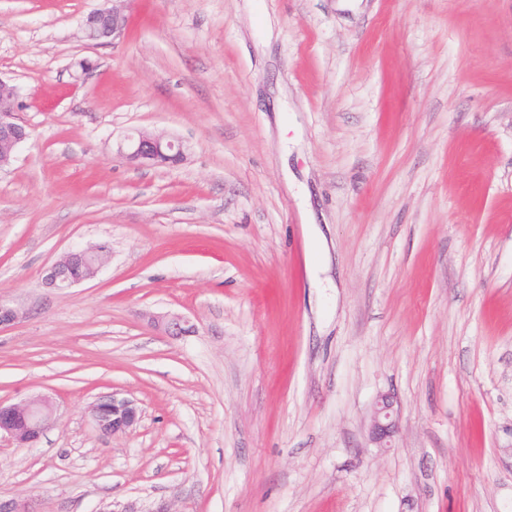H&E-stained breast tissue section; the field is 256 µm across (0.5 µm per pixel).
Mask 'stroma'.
<instances>
[{
  "label": "stroma",
  "instance_id": "35a3bbf8",
  "mask_svg": "<svg viewBox=\"0 0 512 512\" xmlns=\"http://www.w3.org/2000/svg\"><path fill=\"white\" fill-rule=\"evenodd\" d=\"M102 5L0 0L30 131L0 168V402L60 415L0 437V499L512 512V0H128L95 46ZM135 130L183 161L129 165ZM101 243L94 279L43 285ZM112 393L142 411L114 437ZM104 6L90 12L81 24L82 38L94 45H102L119 39L125 32L127 17L124 3L127 0H104ZM90 414L97 429L104 435L126 434L140 421L141 410L134 400L112 396L100 397L90 407ZM395 403L394 394L386 393L379 396L374 407L370 435L381 448L390 447L391 438L398 430ZM58 420L57 405L49 395L9 405L0 402V436L8 435L18 447L35 445Z\"/></svg>",
  "mask_w": 512,
  "mask_h": 512
}]
</instances>
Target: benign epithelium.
<instances>
[{
    "label": "benign epithelium",
    "mask_w": 512,
    "mask_h": 512,
    "mask_svg": "<svg viewBox=\"0 0 512 512\" xmlns=\"http://www.w3.org/2000/svg\"><path fill=\"white\" fill-rule=\"evenodd\" d=\"M106 6L90 12L81 24L82 38L94 45L106 44L120 38L126 29L124 3L127 0H104ZM19 108L17 89L0 79V167L9 164L17 148L29 139L27 127L17 121ZM125 159L138 166H162L184 158V145L163 135L140 131L127 138ZM102 245L73 249L45 270L43 283L48 288L66 290L94 278L106 261ZM154 326L171 334L192 331L180 316H154ZM97 429L104 435H119L132 431L140 421L137 403L117 394L99 398L90 407ZM59 420L54 399L43 395L28 401L5 405L0 402V434L8 435L19 447L35 445L44 432ZM398 430L395 397L382 394L376 401L370 435L380 447L387 448Z\"/></svg>",
    "instance_id": "benign-epithelium-1"
}]
</instances>
